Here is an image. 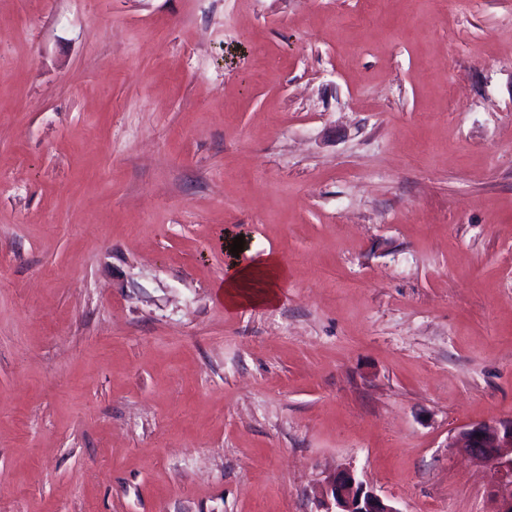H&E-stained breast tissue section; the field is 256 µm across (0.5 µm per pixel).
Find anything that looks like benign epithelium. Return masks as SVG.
Listing matches in <instances>:
<instances>
[{
	"label": "benign epithelium",
	"mask_w": 512,
	"mask_h": 512,
	"mask_svg": "<svg viewBox=\"0 0 512 512\" xmlns=\"http://www.w3.org/2000/svg\"><path fill=\"white\" fill-rule=\"evenodd\" d=\"M452 447L497 468L512 486V418L472 424L453 439ZM325 496L334 505L333 512H398L351 469L328 479Z\"/></svg>",
	"instance_id": "obj_1"
}]
</instances>
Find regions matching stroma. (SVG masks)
Wrapping results in <instances>:
<instances>
[{
  "label": "stroma",
  "mask_w": 512,
  "mask_h": 512,
  "mask_svg": "<svg viewBox=\"0 0 512 512\" xmlns=\"http://www.w3.org/2000/svg\"><path fill=\"white\" fill-rule=\"evenodd\" d=\"M510 417L512 0H0V512H499ZM226 258H231L227 250ZM288 277V267L269 251L248 262L232 256L223 279L215 286L216 294L228 312L270 308L281 302ZM452 448L505 476L511 491L503 497L499 512H512V418L469 425L453 439ZM325 496L335 508H328L326 512H398L368 488L351 469L338 472L328 479Z\"/></svg>",
  "instance_id": "stroma-1"
}]
</instances>
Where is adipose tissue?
I'll return each instance as SVG.
<instances>
[{
	"label": "adipose tissue",
	"instance_id": "adipose-tissue-1",
	"mask_svg": "<svg viewBox=\"0 0 512 512\" xmlns=\"http://www.w3.org/2000/svg\"><path fill=\"white\" fill-rule=\"evenodd\" d=\"M288 277L287 266L276 254L267 252L248 262L234 257L216 285V294L230 312L270 308L281 302Z\"/></svg>",
	"mask_w": 512,
	"mask_h": 512
}]
</instances>
